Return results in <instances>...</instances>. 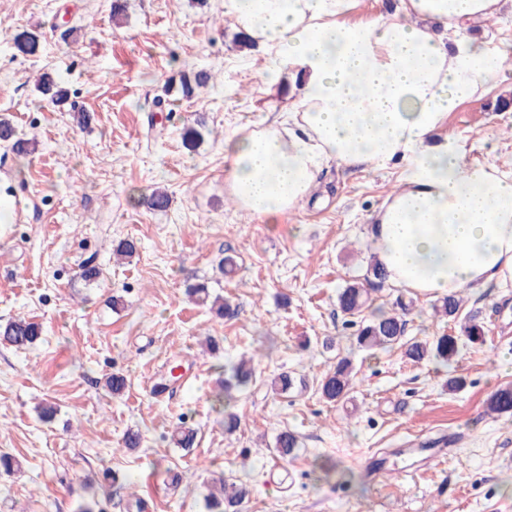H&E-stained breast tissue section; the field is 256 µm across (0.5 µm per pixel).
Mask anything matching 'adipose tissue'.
Returning a JSON list of instances; mask_svg holds the SVG:
<instances>
[{
  "label": "adipose tissue",
  "mask_w": 512,
  "mask_h": 512,
  "mask_svg": "<svg viewBox=\"0 0 512 512\" xmlns=\"http://www.w3.org/2000/svg\"><path fill=\"white\" fill-rule=\"evenodd\" d=\"M354 2L224 0L268 76L297 91L288 111L225 138L228 197L274 224L328 164L396 166L400 186L369 231L388 283L427 297L512 286V169L466 162L441 135L507 61L469 33L502 0H399L394 15L351 23Z\"/></svg>",
  "instance_id": "1"
}]
</instances>
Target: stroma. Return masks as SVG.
I'll return each instance as SVG.
<instances>
[{"label": "stroma", "instance_id": "obj_1", "mask_svg": "<svg viewBox=\"0 0 512 512\" xmlns=\"http://www.w3.org/2000/svg\"><path fill=\"white\" fill-rule=\"evenodd\" d=\"M0 0V117L30 143L17 155L0 142V323L42 324V343L0 345V453L19 466L0 472V512H207L218 480L247 482L242 512H512V414L488 407L512 387V294L465 288L456 317L436 297L383 285L371 306L410 305L405 338L426 341L481 326L452 366L415 363L402 345L367 356L340 310L341 288L370 262L372 214L399 186L400 171L330 165L321 203L277 224L241 211L224 191V139L287 111L291 84L266 79L262 51L243 47L224 0ZM40 36L24 55L12 37ZM211 79L189 98L165 102L184 73ZM51 74L70 91L62 107L38 88ZM512 60L487 92L452 112L443 133L469 162L512 163ZM203 135L197 148L186 128ZM166 191V210L145 195ZM123 239L129 259L112 255ZM234 255L233 278L220 260ZM99 267L95 285L80 277ZM208 281L236 313L218 318L186 295ZM353 362L343 404L318 393L340 357ZM252 359L256 377L237 392L239 429L224 431L212 394L224 361ZM303 378L273 394L279 373ZM126 377L112 395L108 375ZM461 376L463 388L448 380ZM54 405L42 421L37 407ZM197 431L191 451L173 428ZM301 444L276 460L282 430ZM140 448H124L128 431ZM182 475L171 486L166 471ZM131 474L125 487L104 470Z\"/></svg>", "mask_w": 512, "mask_h": 512}]
</instances>
